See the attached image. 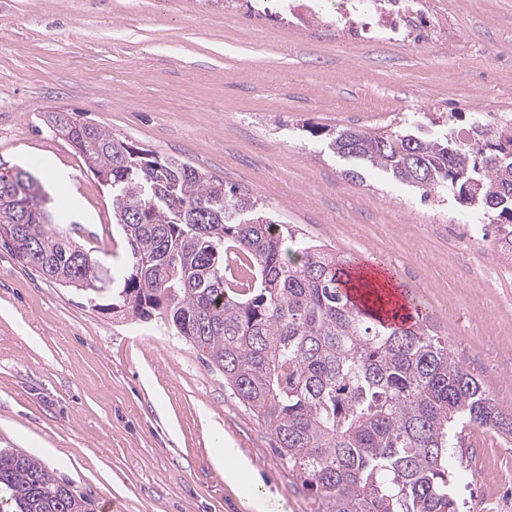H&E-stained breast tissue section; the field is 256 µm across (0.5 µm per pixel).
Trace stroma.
I'll return each mask as SVG.
<instances>
[{"instance_id": "35a3bbf8", "label": "stroma", "mask_w": 512, "mask_h": 512, "mask_svg": "<svg viewBox=\"0 0 512 512\" xmlns=\"http://www.w3.org/2000/svg\"><path fill=\"white\" fill-rule=\"evenodd\" d=\"M224 2L0 0V168L30 167L120 275L109 196L43 117L78 112L177 156L268 207L292 229L290 253L319 242L396 267L511 412L512 260L493 227L379 172L345 178L326 144L345 126L435 137L512 119V0H428L412 39L361 45ZM273 445L166 311L112 312L0 248V447L38 458L92 512H251L214 463L234 448L274 512H315ZM462 453L460 512H512V441L475 427Z\"/></svg>"}]
</instances>
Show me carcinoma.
<instances>
[{"mask_svg": "<svg viewBox=\"0 0 512 512\" xmlns=\"http://www.w3.org/2000/svg\"><path fill=\"white\" fill-rule=\"evenodd\" d=\"M84 165L108 180L112 219L131 255L112 265L74 251L40 179L0 171V245L65 288L112 295V308L173 326L272 431L277 456L316 512H459L448 466L465 431L512 439L507 413L455 358L429 318L409 325L353 298L349 257L313 244L291 258L284 227L258 200L182 159L47 112ZM328 149L345 175L377 170L421 199L479 212L512 253V136L476 117L467 136L344 127ZM39 459L0 448V512H90Z\"/></svg>", "mask_w": 512, "mask_h": 512, "instance_id": "obj_1", "label": "carcinoma"}]
</instances>
